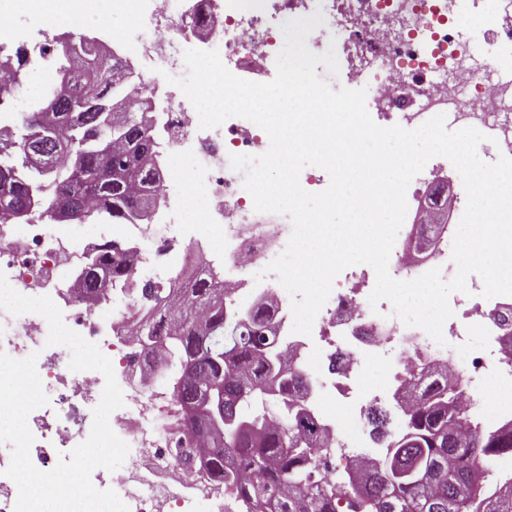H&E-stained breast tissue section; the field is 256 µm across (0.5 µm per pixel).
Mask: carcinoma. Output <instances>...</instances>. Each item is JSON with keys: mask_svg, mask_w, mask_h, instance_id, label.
Segmentation results:
<instances>
[{"mask_svg": "<svg viewBox=\"0 0 512 512\" xmlns=\"http://www.w3.org/2000/svg\"><path fill=\"white\" fill-rule=\"evenodd\" d=\"M52 49L43 100L20 113L0 154V220L37 214L51 224L56 203L79 224L144 219L138 194L159 179L155 142L145 110L112 111L125 88L116 73L130 82L132 72L90 35L62 36ZM27 78L21 63L15 75H0V100ZM119 252L113 244L88 261L80 292L96 296L127 277ZM140 293L152 306L138 325L142 367L171 372L182 431L206 445L204 467L240 512H512V477L492 473L496 459L512 454V423L479 427L459 407L447 370L423 373L395 395L396 433L388 411L370 406V435L385 454L338 475L324 427L298 406L308 376L268 336L271 304L231 320L224 289L210 276ZM204 381L224 397L221 424L193 404Z\"/></svg>", "mask_w": 512, "mask_h": 512, "instance_id": "obj_1", "label": "carcinoma"}]
</instances>
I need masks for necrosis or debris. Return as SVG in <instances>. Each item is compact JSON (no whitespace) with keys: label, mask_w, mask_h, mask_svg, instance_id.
Masks as SVG:
<instances>
[{"label":"necrosis or debris","mask_w":512,"mask_h":512,"mask_svg":"<svg viewBox=\"0 0 512 512\" xmlns=\"http://www.w3.org/2000/svg\"><path fill=\"white\" fill-rule=\"evenodd\" d=\"M100 0H0V56L14 50L38 58V70H49V41L66 18L82 25ZM113 13L131 20L129 30L114 36L100 24L95 36L113 53L141 72L161 68L181 77L183 52L189 48L218 51L236 76L258 81L276 75L282 48L278 30L286 19L322 11L325 23L308 38L317 53L335 46L339 75L349 86L366 87V106L380 126L413 129L441 114L446 127H474L493 137L496 152L512 157V72L499 68L500 52H512V0H491L480 36L462 34V20L474 0H110ZM134 101L150 100L159 121L155 133L161 159L159 200L147 220L133 224H47L33 217L22 223H0V271L21 294L50 296L65 324L96 343L110 358L124 405L109 423L129 446V464L120 471L96 469L93 484L113 489L130 512H228L224 491L200 468L193 442L162 414L167 398L161 370L140 371L133 356L134 324L146 311L136 283L172 284L196 272L216 270L230 292L232 307L247 316L265 298L276 307L274 330L283 347L294 349L297 364L310 377L305 402L328 429L330 446L340 463L378 457L357 432L336 430L332 402L350 412L379 400L387 385H400L410 372L447 367L468 408L481 411L486 426L512 420V401H495L496 391L512 390V296L486 303L483 283L468 278L470 291L455 304L443 326L446 346L422 329L406 326L389 301L371 306L374 270L355 265L342 271L319 312L311 335L292 331L291 299L276 275L265 267L288 243L292 222L284 214L259 213L243 187L244 176L230 166V155L264 153L270 140L252 122L232 117L203 130L192 104L180 90L164 85L153 93L143 80L125 88ZM448 161L431 159L417 176L427 196L409 206L397 235L389 272L412 280L433 268L451 277L452 224H431L434 204L449 202L463 214L467 197L446 199L443 189ZM195 184L204 202L185 191ZM192 223H185V214ZM431 227L430 247L413 253L416 230ZM118 243L134 252L129 290L92 301L73 286L72 273L93 252ZM263 280H256V273ZM49 328L40 315L13 316L0 310V350L23 359L37 354V371L49 398L34 410L28 426L35 437L30 457L48 471L60 455L70 453L91 430L104 378L96 371L75 372L62 346L47 343ZM485 336L482 348L472 336ZM345 352L333 367L336 352Z\"/></svg>","instance_id":"1"}]
</instances>
